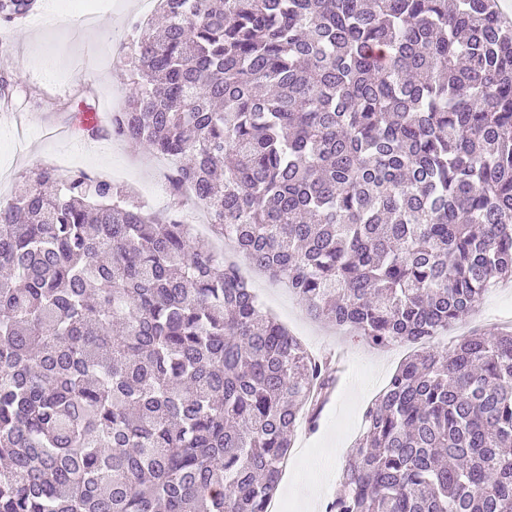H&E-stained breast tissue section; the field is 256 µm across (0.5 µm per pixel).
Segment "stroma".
<instances>
[{
	"instance_id": "35a3bbf8",
	"label": "stroma",
	"mask_w": 512,
	"mask_h": 512,
	"mask_svg": "<svg viewBox=\"0 0 512 512\" xmlns=\"http://www.w3.org/2000/svg\"><path fill=\"white\" fill-rule=\"evenodd\" d=\"M62 14L61 22L39 27L26 22L0 31L12 46L11 78L18 87H36L38 103L15 114L0 113V130L22 124L28 130L18 146L0 143V199L9 200L27 169L39 163L54 165L61 174L75 169L141 190L157 173V161L143 144L113 141L99 150H89L70 133L72 113L100 101L114 103L130 92V70L125 60L114 57L116 43L126 40L136 21L139 0H112L93 19H86L83 0H49ZM88 63L94 79L88 90L82 83L80 63ZM253 289L263 307L299 338L313 354L341 359L343 367L337 389L322 411L316 432L299 434L280 488L288 512H303L307 499L336 497L346 463V452L355 438L366 408L385 386L408 347L388 351L369 348L360 337L312 320L298 299L287 289L266 279ZM512 325V283L486 295L480 307L432 339V347L444 349L460 336L474 331L502 330Z\"/></svg>"
}]
</instances>
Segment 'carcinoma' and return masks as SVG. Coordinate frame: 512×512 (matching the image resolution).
<instances>
[{"instance_id": "cac0c4a2", "label": "carcinoma", "mask_w": 512, "mask_h": 512, "mask_svg": "<svg viewBox=\"0 0 512 512\" xmlns=\"http://www.w3.org/2000/svg\"><path fill=\"white\" fill-rule=\"evenodd\" d=\"M37 0H0L14 26ZM125 111L170 206L39 163L0 202V512H267L338 378L183 220L375 349L329 512H512V331L430 341L512 279L497 0H163Z\"/></svg>"}]
</instances>
